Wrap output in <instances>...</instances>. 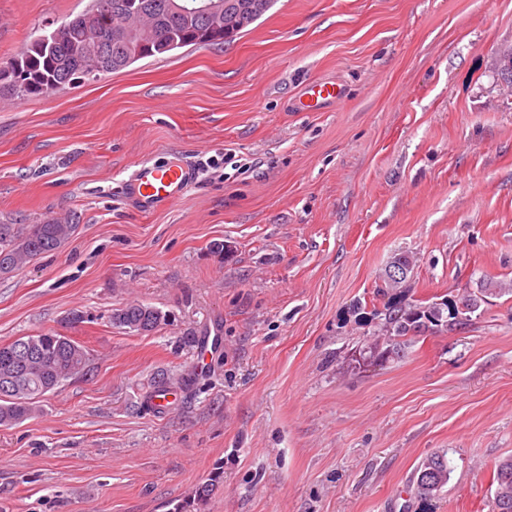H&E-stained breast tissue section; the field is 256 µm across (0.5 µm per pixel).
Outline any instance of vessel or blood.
<instances>
[{
    "mask_svg": "<svg viewBox=\"0 0 512 512\" xmlns=\"http://www.w3.org/2000/svg\"><path fill=\"white\" fill-rule=\"evenodd\" d=\"M343 98L340 85L332 81H312L301 93L300 101L306 111L318 112ZM193 182L191 170L183 163L156 165L139 163L123 181L121 192L140 209L153 211L173 206Z\"/></svg>",
    "mask_w": 512,
    "mask_h": 512,
    "instance_id": "obj_1",
    "label": "vessel or blood"
}]
</instances>
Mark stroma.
<instances>
[{
  "label": "stroma",
  "instance_id": "obj_1",
  "mask_svg": "<svg viewBox=\"0 0 512 512\" xmlns=\"http://www.w3.org/2000/svg\"><path fill=\"white\" fill-rule=\"evenodd\" d=\"M90 2L0 0V66ZM505 46L512 0H277L233 44L0 98V221L77 226L0 279V345L54 331L90 352L0 427V512H171L218 466L206 512H491L512 456ZM317 79L343 101L299 111ZM204 154L220 167L198 171ZM145 160L195 168L176 205L119 194ZM401 252L408 301L485 300L352 367ZM131 302L170 323L113 325ZM442 451V495L415 498Z\"/></svg>",
  "mask_w": 512,
  "mask_h": 512
}]
</instances>
